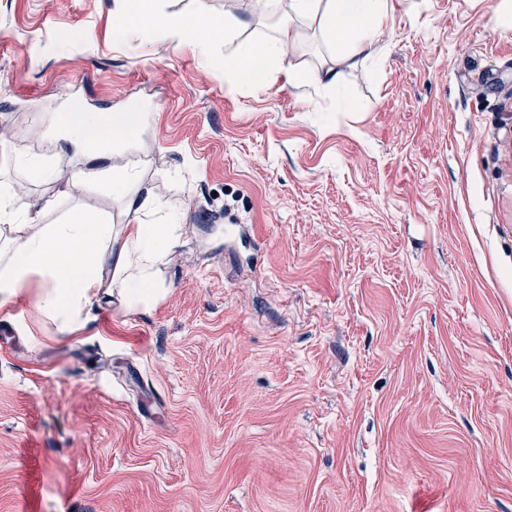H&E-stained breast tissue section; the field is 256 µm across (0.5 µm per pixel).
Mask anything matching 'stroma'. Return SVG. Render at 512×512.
Returning <instances> with one entry per match:
<instances>
[{
	"label": "stroma",
	"mask_w": 512,
	"mask_h": 512,
	"mask_svg": "<svg viewBox=\"0 0 512 512\" xmlns=\"http://www.w3.org/2000/svg\"><path fill=\"white\" fill-rule=\"evenodd\" d=\"M155 5L246 40L288 9ZM392 5L374 59L300 19V79L232 89L234 42L0 0V193L115 219L133 166L183 223L149 309L62 334L35 280L0 311V512H512V0ZM55 112L148 113L144 147L71 194L26 132ZM208 25L215 34L224 38V42L237 38L240 30L245 26L240 18L230 12H225L222 21L216 20L209 22Z\"/></svg>",
	"instance_id": "35a3bbf8"
}]
</instances>
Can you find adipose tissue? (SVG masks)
Instances as JSON below:
<instances>
[{"label":"adipose tissue","mask_w":512,"mask_h":512,"mask_svg":"<svg viewBox=\"0 0 512 512\" xmlns=\"http://www.w3.org/2000/svg\"><path fill=\"white\" fill-rule=\"evenodd\" d=\"M122 3L129 24L181 44L193 42L197 19L159 12L152 0ZM388 12L389 0H290L274 37L239 41L237 51L225 57L224 81L232 88L293 83L284 55L296 40L300 18L318 20L322 36L344 59L357 64L372 58ZM145 120L142 112H66L46 134L87 158L122 154L139 149ZM112 194L120 205L116 224L81 207L51 222V203L0 195V309L40 279L38 311L60 333L72 334L84 328L96 304L115 302L129 311L165 297L161 269L181 243L178 213L163 212L156 195L131 171L116 174Z\"/></svg>","instance_id":"obj_1"}]
</instances>
